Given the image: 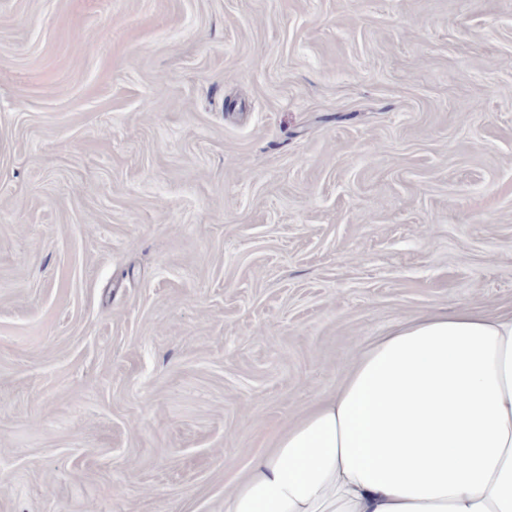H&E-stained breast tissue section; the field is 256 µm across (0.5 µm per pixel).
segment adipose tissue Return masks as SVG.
<instances>
[{
    "mask_svg": "<svg viewBox=\"0 0 512 512\" xmlns=\"http://www.w3.org/2000/svg\"><path fill=\"white\" fill-rule=\"evenodd\" d=\"M231 484L224 512H512V313L394 327Z\"/></svg>",
    "mask_w": 512,
    "mask_h": 512,
    "instance_id": "ef3b65f1",
    "label": "adipose tissue"
}]
</instances>
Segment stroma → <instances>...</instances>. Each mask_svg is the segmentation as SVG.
<instances>
[{"mask_svg": "<svg viewBox=\"0 0 512 512\" xmlns=\"http://www.w3.org/2000/svg\"><path fill=\"white\" fill-rule=\"evenodd\" d=\"M462 307L512 313V0H0V512H224Z\"/></svg>", "mask_w": 512, "mask_h": 512, "instance_id": "35a3bbf8", "label": "stroma"}]
</instances>
